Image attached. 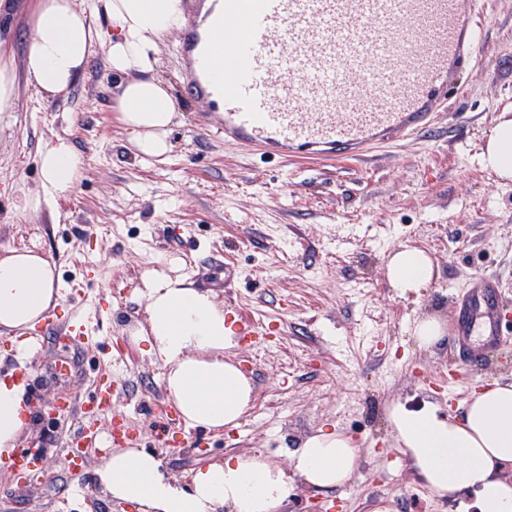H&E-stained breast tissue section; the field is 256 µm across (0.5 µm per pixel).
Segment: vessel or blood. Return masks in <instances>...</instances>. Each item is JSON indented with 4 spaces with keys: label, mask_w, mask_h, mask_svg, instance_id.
I'll return each instance as SVG.
<instances>
[{
    "label": "vessel or blood",
    "mask_w": 512,
    "mask_h": 512,
    "mask_svg": "<svg viewBox=\"0 0 512 512\" xmlns=\"http://www.w3.org/2000/svg\"><path fill=\"white\" fill-rule=\"evenodd\" d=\"M473 0H220L181 38L188 88L222 101L225 140L268 158L359 156L430 125L475 52ZM454 344L501 349L498 283L454 306Z\"/></svg>",
    "instance_id": "vessel-or-blood-1"
}]
</instances>
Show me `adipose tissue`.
I'll list each match as a JSON object with an SVG mask.
<instances>
[{"label": "adipose tissue", "mask_w": 512, "mask_h": 512, "mask_svg": "<svg viewBox=\"0 0 512 512\" xmlns=\"http://www.w3.org/2000/svg\"><path fill=\"white\" fill-rule=\"evenodd\" d=\"M105 16L109 29L96 22ZM186 23L183 0H37L34 38L24 56L26 78L50 96L68 93L83 73L95 44L107 47V62L121 80L115 93L120 122L132 133L143 159L163 160L178 116L170 85L153 73L157 41ZM484 167L512 180V120L491 132L481 155ZM42 201L69 195L82 173V159L63 138L39 153ZM435 274L431 257L406 245L386 263L389 284L416 291ZM147 288L146 325L138 340L164 370L167 393L183 422L220 431L236 426L252 400L250 380L224 353L236 333L215 294L192 288L187 278L155 274ZM62 299L54 263L32 250L0 257V330L33 329ZM22 383L0 380V454L14 450L25 427ZM388 421L415 471L438 494L471 493L477 512H512V383L495 382L474 393L453 420L434 407L410 412L391 404ZM360 448L340 430H318L291 456V471L261 457H235L196 469L187 481L162 468L154 452L115 448L93 471L96 485L139 512H278L288 496L289 476L308 486H343Z\"/></svg>", "instance_id": "ef3b65f1"}]
</instances>
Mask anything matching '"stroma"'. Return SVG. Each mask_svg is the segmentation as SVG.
<instances>
[{
	"label": "stroma",
	"instance_id": "1",
	"mask_svg": "<svg viewBox=\"0 0 512 512\" xmlns=\"http://www.w3.org/2000/svg\"><path fill=\"white\" fill-rule=\"evenodd\" d=\"M34 0H14L0 15V40L22 66ZM477 60L450 73L448 100L426 135L403 134L362 158H288L263 162L213 129L207 103L190 95L180 34L158 41L155 72L173 88L181 121L165 161L144 162L115 112L120 81L95 48L68 94L43 98L18 75L13 108L0 113V257L30 249L51 258L63 302L55 317L87 312L89 342L48 336L27 365L32 419L17 448L37 450L42 470L16 476L0 468V512H137L90 477L100 457L74 468L64 446L78 427L50 406L89 399L97 379L117 374L101 433L126 421L137 447L157 454L186 480L197 467L231 456L262 455L288 467L290 454L320 428H337L361 449L342 487L294 482L278 512H456L460 500L428 489L398 448L386 410L435 407L459 417L485 383L512 382V350L473 366L454 349L451 296L475 279L496 278L504 335L512 339V181L480 163L491 130L512 119V0H475ZM68 139L83 173L68 196L26 209L40 189L39 151ZM423 249L436 275L418 291L390 287L386 260L395 247ZM178 274L217 294L232 317L260 333L240 335L231 360L252 381L253 400L233 428L187 429L169 438L152 421L166 403L163 370L133 334L145 307V277L160 257ZM444 328L417 345L416 320Z\"/></svg>",
	"mask_w": 512,
	"mask_h": 512
}]
</instances>
